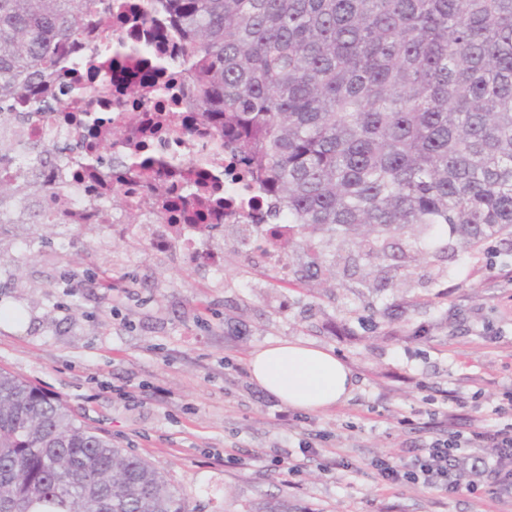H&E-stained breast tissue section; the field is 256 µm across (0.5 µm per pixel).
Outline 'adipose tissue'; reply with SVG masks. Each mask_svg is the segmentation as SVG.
I'll return each mask as SVG.
<instances>
[{
  "label": "adipose tissue",
  "mask_w": 512,
  "mask_h": 512,
  "mask_svg": "<svg viewBox=\"0 0 512 512\" xmlns=\"http://www.w3.org/2000/svg\"><path fill=\"white\" fill-rule=\"evenodd\" d=\"M248 368L263 390L304 411L336 406L353 388L352 373L343 362L301 342L270 343L251 355Z\"/></svg>",
  "instance_id": "ef3b65f1"
}]
</instances>
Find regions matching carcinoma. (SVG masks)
<instances>
[{
	"label": "carcinoma",
	"instance_id": "1",
	"mask_svg": "<svg viewBox=\"0 0 512 512\" xmlns=\"http://www.w3.org/2000/svg\"><path fill=\"white\" fill-rule=\"evenodd\" d=\"M195 111L280 203L279 251L310 276L466 252L512 232V0H162ZM105 24L94 0H0V108L54 78L58 45ZM0 179V210L52 191L50 161ZM0 512H190L169 479L38 386L0 370Z\"/></svg>",
	"mask_w": 512,
	"mask_h": 512
}]
</instances>
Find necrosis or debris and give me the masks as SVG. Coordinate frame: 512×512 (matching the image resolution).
<instances>
[{
    "instance_id": "4bbe7bcc",
    "label": "necrosis or debris",
    "mask_w": 512,
    "mask_h": 512,
    "mask_svg": "<svg viewBox=\"0 0 512 512\" xmlns=\"http://www.w3.org/2000/svg\"><path fill=\"white\" fill-rule=\"evenodd\" d=\"M104 7L107 24H91L60 46L55 65L71 85L92 84V96L64 98L59 87L39 85L25 101L11 103L9 118L0 120V136L15 140L19 149L12 166H0V177L11 178L24 167L30 150L68 143L69 151L39 171L42 183L57 192L47 211L51 222L97 224L108 213L119 236L127 230L122 211L131 206L153 225L156 250L174 247L182 258L220 267L222 254L209 245L202 226L245 223L267 211L271 200L245 176L199 182L193 198H183L184 173L224 170L231 157L216 149L214 130L191 105L192 88L181 76V39L168 12L147 9L144 0H105ZM90 109L110 116L93 137L81 122ZM89 145L111 154L112 163L86 167L80 150ZM145 153L176 158L181 173L157 166L126 183L113 181L115 160Z\"/></svg>"
}]
</instances>
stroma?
I'll return each instance as SVG.
<instances>
[{"instance_id":"obj_1","label":"stroma","mask_w":512,"mask_h":512,"mask_svg":"<svg viewBox=\"0 0 512 512\" xmlns=\"http://www.w3.org/2000/svg\"><path fill=\"white\" fill-rule=\"evenodd\" d=\"M151 227L0 224V368L32 382L130 453L148 459L192 512H512V490L483 495L487 448H468L474 494L407 483L382 489L374 463L408 461L431 433L494 421L512 395V236L480 251L384 267L391 289L357 297L304 277L290 253L279 287L232 227L212 232L224 268L161 254ZM399 307L387 322L379 310ZM421 325L422 338L410 330ZM274 341L331 351L355 386L325 411H295L252 381ZM321 453L304 458L301 444ZM296 471L283 476L285 463Z\"/></svg>"}]
</instances>
